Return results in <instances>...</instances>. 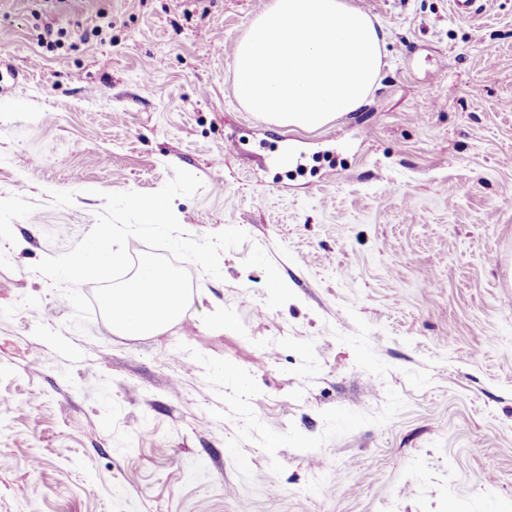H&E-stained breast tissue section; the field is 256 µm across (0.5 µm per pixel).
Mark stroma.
I'll return each mask as SVG.
<instances>
[{
    "instance_id": "stroma-1",
    "label": "stroma",
    "mask_w": 512,
    "mask_h": 512,
    "mask_svg": "<svg viewBox=\"0 0 512 512\" xmlns=\"http://www.w3.org/2000/svg\"><path fill=\"white\" fill-rule=\"evenodd\" d=\"M348 2L384 65L308 131L234 90L270 0H0V512H512V0ZM178 168L247 241L76 329L35 264Z\"/></svg>"
}]
</instances>
